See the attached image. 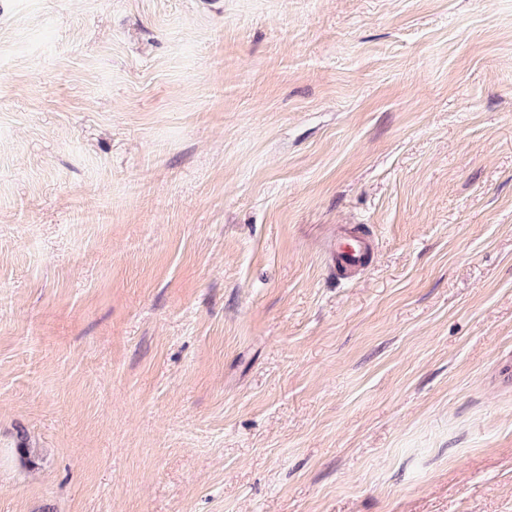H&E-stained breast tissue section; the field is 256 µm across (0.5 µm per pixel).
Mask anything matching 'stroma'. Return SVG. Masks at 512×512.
I'll return each instance as SVG.
<instances>
[{
    "instance_id": "35a3bbf8",
    "label": "stroma",
    "mask_w": 512,
    "mask_h": 512,
    "mask_svg": "<svg viewBox=\"0 0 512 512\" xmlns=\"http://www.w3.org/2000/svg\"><path fill=\"white\" fill-rule=\"evenodd\" d=\"M0 512H512V0H0ZM370 247L368 242L358 236H347L336 240V260L346 268H356L361 266Z\"/></svg>"
}]
</instances>
